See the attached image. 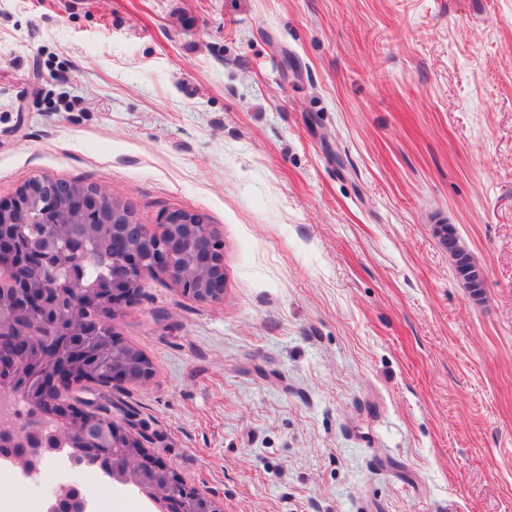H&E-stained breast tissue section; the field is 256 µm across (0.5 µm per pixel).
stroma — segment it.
<instances>
[{"label":"stroma","instance_id":"35a3bbf8","mask_svg":"<svg viewBox=\"0 0 512 512\" xmlns=\"http://www.w3.org/2000/svg\"><path fill=\"white\" fill-rule=\"evenodd\" d=\"M35 175L222 239L108 394L220 512H512V0H0V198ZM439 238L441 245L456 258V270L458 274L468 282L467 273L471 268V256L459 247L456 238L452 236L448 237V225L440 229Z\"/></svg>","mask_w":512,"mask_h":512}]
</instances>
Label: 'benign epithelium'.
Masks as SVG:
<instances>
[{"label":"benign epithelium","instance_id":"obj_1","mask_svg":"<svg viewBox=\"0 0 512 512\" xmlns=\"http://www.w3.org/2000/svg\"><path fill=\"white\" fill-rule=\"evenodd\" d=\"M73 192V187L59 179L41 175L30 178L18 187L9 198L0 199V219L8 216L17 218L29 212L31 201L42 204V212L47 217L46 225L60 223L58 212L63 201ZM163 233L151 231L146 225L134 220L119 225L120 240L117 253L112 255V263L118 266L112 283L101 289L102 300L111 306L112 315H118L137 297L144 278L156 273L165 275L174 285L199 300L218 301L224 294V266L222 245L215 238L208 218L197 211L172 209L165 212L162 219ZM199 240L198 248L192 254L196 276L192 281L185 280L177 273L179 265L187 257L188 250L184 238ZM44 262L40 254L25 251L18 239L0 237V268L6 273L0 276V288L6 290L21 278V273ZM13 311L19 316H32L38 301L29 293L20 290L13 298ZM59 396L52 398L49 405L65 402L78 409L97 406L93 399L86 397L92 381L86 378L74 379L63 376ZM112 471L131 476L133 485L138 478L162 475L167 483H172L174 470L152 457L145 450L133 456L112 457ZM159 497L166 496V503L174 512H211L207 499L195 498L196 492L186 488L183 498L169 492L164 487L156 490Z\"/></svg>","mask_w":512,"mask_h":512}]
</instances>
